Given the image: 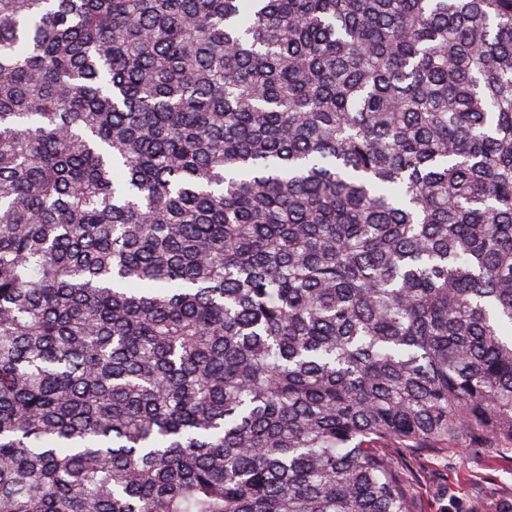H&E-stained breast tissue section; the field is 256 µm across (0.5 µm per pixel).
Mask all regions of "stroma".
Returning <instances> with one entry per match:
<instances>
[{
    "label": "stroma",
    "instance_id": "obj_1",
    "mask_svg": "<svg viewBox=\"0 0 512 512\" xmlns=\"http://www.w3.org/2000/svg\"><path fill=\"white\" fill-rule=\"evenodd\" d=\"M420 512H512V447L478 451L469 439L395 454Z\"/></svg>",
    "mask_w": 512,
    "mask_h": 512
}]
</instances>
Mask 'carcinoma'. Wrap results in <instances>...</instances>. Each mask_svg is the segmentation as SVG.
Instances as JSON below:
<instances>
[{
  "instance_id": "carcinoma-1",
  "label": "carcinoma",
  "mask_w": 512,
  "mask_h": 512,
  "mask_svg": "<svg viewBox=\"0 0 512 512\" xmlns=\"http://www.w3.org/2000/svg\"><path fill=\"white\" fill-rule=\"evenodd\" d=\"M512 443V0H0V512H417ZM470 447L463 438L448 450L394 453L421 512H512V447Z\"/></svg>"
}]
</instances>
